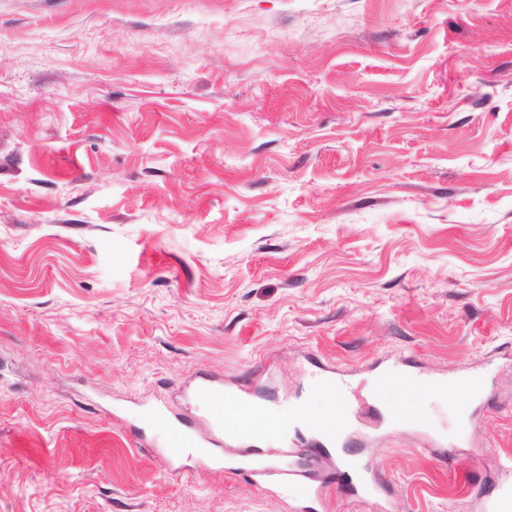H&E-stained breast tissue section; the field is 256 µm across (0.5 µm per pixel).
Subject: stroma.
I'll return each instance as SVG.
<instances>
[{
	"instance_id": "1",
	"label": "stroma",
	"mask_w": 512,
	"mask_h": 512,
	"mask_svg": "<svg viewBox=\"0 0 512 512\" xmlns=\"http://www.w3.org/2000/svg\"><path fill=\"white\" fill-rule=\"evenodd\" d=\"M404 359L479 400L384 428ZM322 365L389 512L512 482V0H0V512H289L133 428Z\"/></svg>"
}]
</instances>
